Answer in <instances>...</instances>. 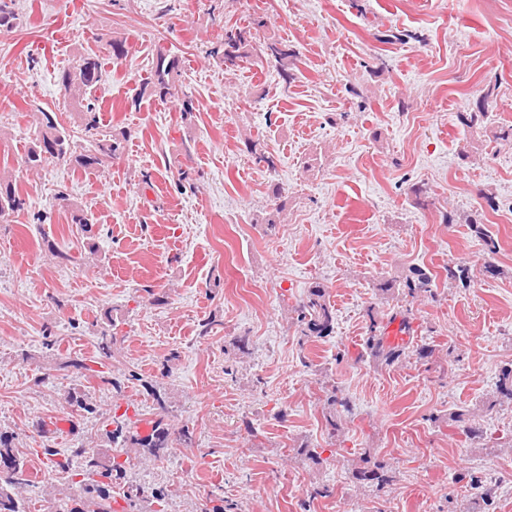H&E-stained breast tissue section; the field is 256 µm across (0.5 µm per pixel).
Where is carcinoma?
Instances as JSON below:
<instances>
[{"label": "carcinoma", "instance_id": "cac0c4a2", "mask_svg": "<svg viewBox=\"0 0 512 512\" xmlns=\"http://www.w3.org/2000/svg\"><path fill=\"white\" fill-rule=\"evenodd\" d=\"M15 0H0V33L9 32L16 26ZM250 30L240 26L223 28L216 35L217 43L223 47V61L227 68L241 67L251 58ZM264 53L272 57L279 66L281 76H289L293 65L294 53L282 48V42L269 39L263 45ZM125 52V42L114 39L109 44L107 54H84L76 57L67 69L62 71L60 82L69 97L78 102H86L84 111L85 132L96 135L99 129V116L92 101L97 91L101 74L106 61L119 57ZM182 77L180 60L175 56L160 53L156 62L143 80V93L165 100L175 94ZM40 129L32 140L22 163L30 169H36L53 159L72 158L75 167L83 172L107 166L112 157L123 149L126 135L112 136L109 139H94L92 143L77 151L76 143L71 135L48 114ZM489 118L486 112H460L458 121L470 128L483 126ZM26 200L20 196L10 180L0 178V217L25 209ZM470 230L483 243L485 253L489 256L499 252V243L487 230L486 225L475 220L469 222ZM448 283L466 288L474 281L475 269L465 262L448 264L446 268ZM378 291L384 296L401 293L415 297L420 293H432V275L419 267L409 269V274L399 280H382L377 285ZM295 324L301 338H324L334 329L336 312L329 301L326 287L321 282H314L308 293L294 308ZM369 325L363 338V347L370 358L378 365L390 367L402 362L408 356L410 348H415L418 356L428 357L432 349L426 345L413 346V341L391 343L387 339V328L396 319L392 315L383 319L368 310ZM496 393L512 400V363L503 366L498 374ZM68 404L77 411L92 414L96 411L91 398L80 392H72L68 396ZM473 412L458 409L449 414V419L462 429L471 440L483 441L496 445L512 447V432L503 435L486 434L471 425ZM139 420L127 414L112 416L115 428L106 432L110 443L119 441L127 444L125 448L112 447L106 451L98 448H74L65 460L57 462V466L68 474L70 494L59 501L54 512H114L112 509V488L123 489V499L128 508L135 512H157L155 504L165 497L164 491L153 489L149 492L133 483L129 476L126 462L121 456L128 451L142 450L156 461L168 458L177 447L190 448L193 443V432L182 428L177 432L170 430L161 420L153 423L150 430L141 433L137 429ZM15 435L0 432V465L14 471V476L3 479L0 477V512H26L21 494L34 484L32 474L22 453L14 446ZM353 478L368 488L381 490L392 482L388 466L381 460L361 457L352 469ZM473 497L467 512H481L480 505H489L492 488L484 484L479 476L470 481Z\"/></svg>", "mask_w": 512, "mask_h": 512}]
</instances>
